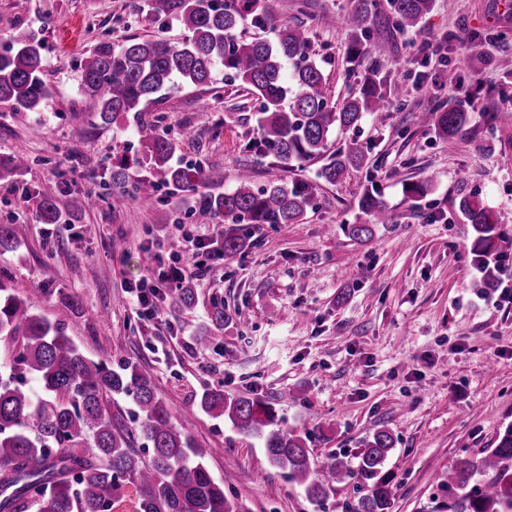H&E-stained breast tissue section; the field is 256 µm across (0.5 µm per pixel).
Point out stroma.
<instances>
[{
  "instance_id": "obj_1",
  "label": "stroma",
  "mask_w": 512,
  "mask_h": 512,
  "mask_svg": "<svg viewBox=\"0 0 512 512\" xmlns=\"http://www.w3.org/2000/svg\"><path fill=\"white\" fill-rule=\"evenodd\" d=\"M143 0H0V50L6 29L42 39L43 79L50 95L36 112L0 105V156L27 154L23 188L0 184V224H22L21 243L0 256L16 294L45 290L38 309L64 320L84 355L113 364L136 358L153 371L155 391L175 425L200 447L206 465L242 512H351V484L328 489L322 504L273 467L256 439L198 406L206 387L263 397L280 391L288 429L307 437L315 461L354 456L368 435L386 427L394 448L393 512H432L459 461L478 460L512 423V297L480 291L473 230L458 211L461 194H478L512 234V119L492 113L512 104V0H434L413 29L381 14L374 27L387 52L365 58L389 96L379 120H364V165L340 183L323 184L299 224H249V245L224 256L220 224L196 223L195 195L164 187L150 199L112 208L108 169L140 145L133 117L103 125L86 112L79 90L81 56L98 42L139 36L181 42L170 17L147 14ZM352 0H266L281 24L305 28L324 64L331 104L358 92L350 74V34L342 24ZM433 48H426V41ZM453 87H446L448 73ZM461 98L473 119L463 135L444 139L417 113ZM254 96L216 71L212 90L183 87L145 114L176 138L174 162L223 169L224 187L251 168L256 185L315 179L318 163L283 168L249 151L257 137ZM85 142L82 153H70ZM426 181L428 195L411 205L405 184ZM376 185L395 222L355 241L345 225L367 223L357 201ZM48 195L59 208L91 196L88 209L57 224L38 223L23 191ZM179 239L181 250L167 243ZM200 265L189 281L193 312L158 300V321L136 313L135 282L148 269ZM249 314L214 343L196 341L219 308Z\"/></svg>"
}]
</instances>
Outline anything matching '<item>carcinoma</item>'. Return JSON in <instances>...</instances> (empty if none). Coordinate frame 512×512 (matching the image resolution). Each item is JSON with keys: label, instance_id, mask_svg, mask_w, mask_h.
<instances>
[{"label": "carcinoma", "instance_id": "1", "mask_svg": "<svg viewBox=\"0 0 512 512\" xmlns=\"http://www.w3.org/2000/svg\"><path fill=\"white\" fill-rule=\"evenodd\" d=\"M260 0H148L154 14L174 16L184 40L129 38L118 47L100 42L83 57L80 90L87 110L110 125L130 113L142 118L166 91L192 85L210 86L224 68V78L259 101L255 113L258 138L248 147L271 155L283 166L322 161L316 182L271 183L257 187L252 171L237 172L235 187H224V170L201 165L171 164L178 141L154 134L149 124L138 126L141 150L114 165L111 205L123 208L134 198H150L163 185L200 192L196 212L205 222L224 223V255L247 247L243 224H300L313 206L319 182L334 184L351 168L361 166L368 148L352 136L330 150L334 128L356 130L365 116L383 111L387 100L376 69L367 71L359 93L340 108L326 96L320 62L312 57L306 32L293 25H274ZM402 29L414 28L433 7V0H387ZM380 0H352L344 25L352 34L350 63L364 54L386 53L383 36L372 31ZM267 26L272 39L248 38L246 23ZM42 45L31 33L17 29L9 48L0 52V104L36 111L49 95L42 78ZM470 103L450 99L448 105L419 115L439 136L453 138L471 123ZM135 164L149 176L124 190L127 167ZM30 168L23 154L0 157V182L19 185ZM42 224L61 220L55 200L33 197ZM358 207L368 224H347L354 240L372 236L373 225L390 224L393 213L376 187L363 191ZM458 209L476 236L472 253L479 264L512 254V236L500 231L496 214L475 194L460 198ZM24 225L0 224V254L11 251ZM9 278L0 275V512H112L127 484L137 490L136 512H241L224 495L206 466L212 449L201 448L172 421L167 405L154 391L151 372L136 362L113 369L104 358L85 356L70 341L64 323L36 313L39 299L11 292ZM171 300L184 312L196 306V294L183 281ZM247 320L239 308L216 311L197 334L203 345ZM37 380L43 395L26 388ZM116 399L133 406L136 426L124 430L112 423L110 405ZM283 393L263 399L203 390L199 407L224 417L242 435L259 440L269 462L315 504L334 483H352L360 493L352 512H391L392 488L385 462L393 449L389 430L379 428L364 441L357 462L332 456L319 466L305 439L283 427L277 406ZM140 435L152 451L142 461L132 448ZM434 512H512V424L478 461H463L448 473L446 500Z\"/></svg>", "mask_w": 512, "mask_h": 512}]
</instances>
